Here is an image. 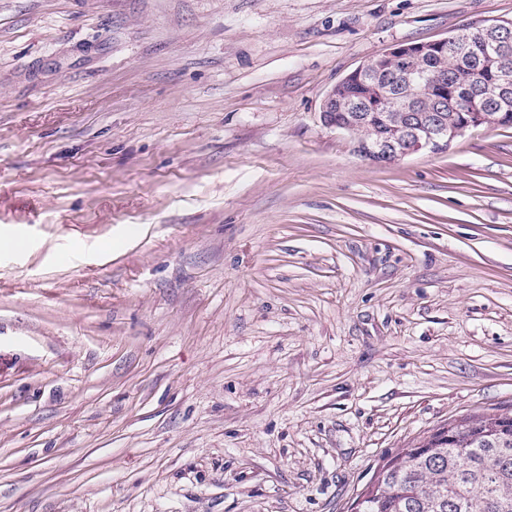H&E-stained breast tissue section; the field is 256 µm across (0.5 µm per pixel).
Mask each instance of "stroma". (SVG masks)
Instances as JSON below:
<instances>
[{"label":"stroma","instance_id":"obj_1","mask_svg":"<svg viewBox=\"0 0 512 512\" xmlns=\"http://www.w3.org/2000/svg\"><path fill=\"white\" fill-rule=\"evenodd\" d=\"M512 0H0V512H351L512 411V128L320 120Z\"/></svg>","mask_w":512,"mask_h":512}]
</instances>
